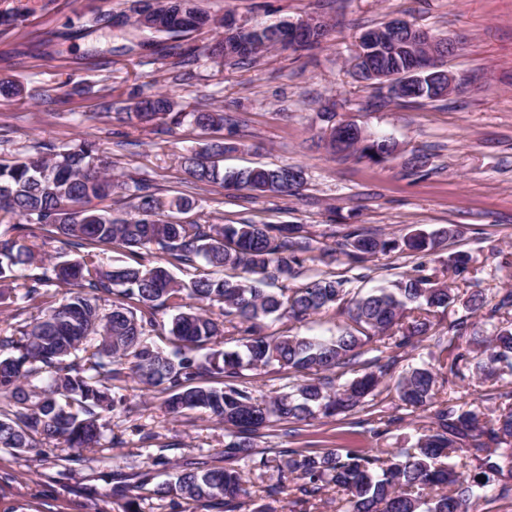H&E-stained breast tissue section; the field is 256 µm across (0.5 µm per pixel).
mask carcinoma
I'll return each mask as SVG.
<instances>
[{
	"instance_id": "obj_1",
	"label": "carcinoma",
	"mask_w": 512,
	"mask_h": 512,
	"mask_svg": "<svg viewBox=\"0 0 512 512\" xmlns=\"http://www.w3.org/2000/svg\"><path fill=\"white\" fill-rule=\"evenodd\" d=\"M175 7L212 24L198 0H133L124 20L150 35L144 47L182 64L198 49L158 41L198 31L165 26ZM280 28L279 23L250 27L254 47L249 54L239 49V36L224 32V61L245 60L278 44ZM327 34L324 23L314 33L299 35L295 49L314 48ZM405 46L403 40L372 53V62L389 81L399 80L413 63ZM402 100H441L433 71L418 73ZM176 106L167 94L143 92L121 119L166 131L186 120L203 131L224 127L222 112H177ZM330 148L379 162L394 157L398 145L386 136L360 138L341 128ZM233 150L219 139L183 156L188 191L166 203L146 180L112 175L111 162L91 140L67 148L42 143L18 159L0 161V213L24 220L0 232V282L11 281L23 303L41 312L19 324L14 334L0 336V351L8 352L0 357V448L40 456L44 445L61 439L76 452L72 460H79L78 453L103 446L112 413L123 403L119 391L132 378L145 390L164 394L167 413L199 410L224 427L229 438L224 457L248 466L242 471L184 460L158 482L154 467L166 464L159 456L134 484L112 486L118 512H142L141 503L153 498L168 501L171 512H186L197 503L217 512H239L249 475L269 467L256 450L262 431L283 422L308 424L363 405L397 362L396 356L383 353L428 335V312L457 302L450 288L423 274L366 293L353 294L345 280L326 276L312 277L286 293L265 289L301 275L304 255L313 247L300 226L200 224L178 218L196 207L195 192L207 187L275 195L302 188L298 166L224 167V153ZM130 189L138 199L133 216L88 206ZM37 229L57 236L78 257L53 262L42 257L32 242ZM452 233L444 228L399 240L353 231L344 254L352 264L403 248L427 256ZM112 248L123 250L128 262L103 265L100 252ZM155 249L162 253L160 263L149 266ZM198 258L239 274H196L186 283L171 273L172 267H195ZM58 295L60 302L54 301ZM102 301L111 302L106 313ZM341 304L349 324L333 336L261 334V323L272 315L303 321ZM169 310L176 311L168 329L174 349L166 351L153 345L150 333L165 326ZM235 332L242 334L241 348L224 349L225 335ZM469 342L481 348L472 367L476 373L488 378L512 370V324L498 328L490 339L475 328ZM370 343L374 347L369 349ZM372 350L378 355L364 358ZM464 361L460 352L440 354L400 376L396 394L401 404L429 410L433 419L429 432L410 447L384 457L369 450L344 455L331 448L291 450L277 465L278 479L268 486V496L296 491L314 497L334 487L343 493L342 512H477L480 501L491 499V477L512 479V405L482 423L458 399H437L438 375L448 372L451 384L464 381ZM271 366L288 370L297 383L288 392L259 399L241 384L243 372ZM349 372L358 376L340 382Z\"/></svg>"
}]
</instances>
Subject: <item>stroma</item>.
Segmentation results:
<instances>
[{
    "label": "stroma",
    "instance_id": "obj_1",
    "mask_svg": "<svg viewBox=\"0 0 512 512\" xmlns=\"http://www.w3.org/2000/svg\"><path fill=\"white\" fill-rule=\"evenodd\" d=\"M214 18L233 11L247 24H270L322 15L331 29L318 47L293 51L270 47L253 59L230 66L212 56L223 27L194 32L195 61L173 67L170 58L142 56L144 34L132 26L88 28L99 11H129L130 0H0V80L21 87L20 95L0 97V159L24 155L37 143L66 146L97 141L118 174L149 180L156 196L169 199L186 190L182 158L213 135L185 123L171 135L96 119L101 90L112 93V109L130 105L137 90L173 95L181 112L223 111L219 134L237 145L225 155L228 167L254 163L295 165L305 171L299 193L258 195L210 187L198 194L188 220L212 224H300L313 239L304 276L333 275L348 287L369 290L388 285L425 264L457 295L453 307L432 310L430 339L405 347L382 380L369 407L313 424L288 423L259 438L257 449L271 462L263 477L252 478L241 512L267 503L276 465L293 448H403L429 429L428 414L401 406L395 384L402 370L429 361L435 339L452 334L454 324L476 319L493 335L501 316H470L465 301L473 290L488 297L512 288V0H200ZM401 17L441 39H456L460 50L444 66L465 78L464 91L437 102L387 99L377 86L352 77L355 42L366 29ZM49 89L51 102L36 96ZM59 116L47 118L48 107ZM350 120L372 136L397 142L398 155L373 162L333 153L327 127ZM425 165L414 169L412 157ZM444 227L454 234L435 254L419 258L392 251L353 265L344 256L327 257L348 233L363 230L400 238ZM470 257V272L456 276L449 254ZM347 323L341 308L304 322L270 318L263 330L273 336L330 335ZM480 419L496 414L501 395L512 391V375L491 384L467 375L447 386ZM128 408L112 417V447L88 451L81 462L66 461L64 444L47 443V457L32 461L0 449V512H108L113 484L134 481L157 456L172 462L203 458L224 463V431L195 411L167 415L161 394L128 382ZM151 432L142 447L141 432Z\"/></svg>",
    "mask_w": 512,
    "mask_h": 512
}]
</instances>
